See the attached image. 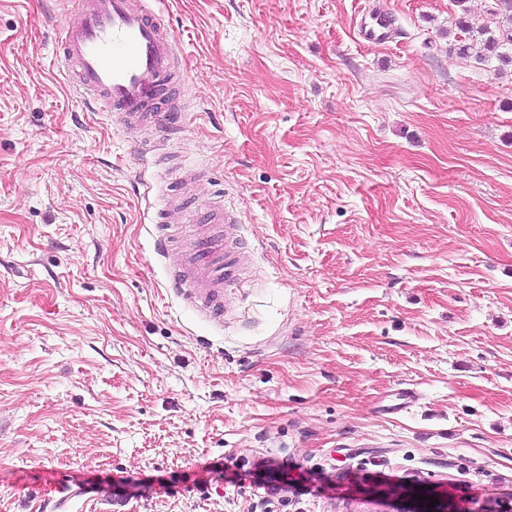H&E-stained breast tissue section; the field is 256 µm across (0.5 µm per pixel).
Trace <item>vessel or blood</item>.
Returning <instances> with one entry per match:
<instances>
[{
    "mask_svg": "<svg viewBox=\"0 0 512 512\" xmlns=\"http://www.w3.org/2000/svg\"><path fill=\"white\" fill-rule=\"evenodd\" d=\"M149 0H79L75 21L53 31L58 68L78 98L104 104L121 123L151 120L158 135H168L186 120L164 106L171 85L183 75L178 42ZM397 32L386 8L369 6L358 23L368 44L391 42ZM242 224L231 207L195 225L192 243L178 265L167 269L169 288L208 317H220L224 292L247 271L235 250Z\"/></svg>",
    "mask_w": 512,
    "mask_h": 512,
    "instance_id": "obj_1",
    "label": "vessel or blood"
}]
</instances>
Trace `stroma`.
Segmentation results:
<instances>
[{
	"label": "stroma",
	"instance_id": "1",
	"mask_svg": "<svg viewBox=\"0 0 512 512\" xmlns=\"http://www.w3.org/2000/svg\"><path fill=\"white\" fill-rule=\"evenodd\" d=\"M367 5L167 0L188 119L140 182L154 130L53 66L74 0H0V512H265L261 453L282 512L512 505V63L453 50L498 0H384L376 46ZM227 200L219 324L152 237ZM357 31L359 39L365 43L385 44L393 40L397 28L392 14L380 1H375L361 16ZM387 494L397 495V497L405 498L410 503V506L403 509L404 512H461V509L456 508L452 503L448 502V492L437 493L432 488L417 485L412 488H406L404 492L400 494L391 491ZM420 496H434V500H438L439 504L428 508L427 503L430 499L420 500Z\"/></svg>",
	"mask_w": 512,
	"mask_h": 512
}]
</instances>
